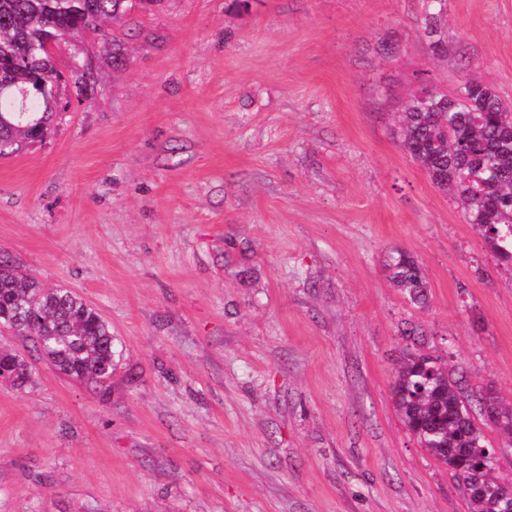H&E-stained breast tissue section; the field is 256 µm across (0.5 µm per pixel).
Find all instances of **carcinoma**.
Segmentation results:
<instances>
[{
  "label": "carcinoma",
  "instance_id": "1",
  "mask_svg": "<svg viewBox=\"0 0 512 512\" xmlns=\"http://www.w3.org/2000/svg\"><path fill=\"white\" fill-rule=\"evenodd\" d=\"M160 0H0V156L43 139L54 117L69 103L57 100L58 78L48 40L59 43L86 32L106 35L118 15L148 12ZM447 0H425L420 27L433 49L443 44ZM398 136L406 154L436 187L459 206L464 221L485 240L497 264L512 269V105L494 89L468 77L456 93L426 85L399 112ZM389 280L414 305L428 301V283L418 259L396 249L387 255ZM0 323L29 336L62 375L102 384L112 376L115 338L105 320L64 288H46L0 259ZM0 364L21 386L29 370L16 354L0 353ZM394 400L406 428L438 461L457 453L474 464L451 472L462 486L476 475L487 490L467 497L469 512H500L497 499L512 485L494 474L495 450L468 408L467 397L438 360L403 353L395 370ZM493 402L498 432L512 437V407Z\"/></svg>",
  "mask_w": 512,
  "mask_h": 512
}]
</instances>
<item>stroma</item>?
<instances>
[{
    "mask_svg": "<svg viewBox=\"0 0 512 512\" xmlns=\"http://www.w3.org/2000/svg\"><path fill=\"white\" fill-rule=\"evenodd\" d=\"M162 0L61 42L92 73L0 157V253L120 350L106 396L0 328V512H468L392 397L410 349L512 402V273L400 147L421 87L512 102V0ZM403 248L426 306L392 288ZM417 328L406 336L408 328ZM446 2L447 0H426L420 21L424 36L435 50H440L443 44ZM389 280L414 305L428 301V283L418 259L410 252L396 249L387 255L384 264ZM3 363L4 367L11 371L9 381L13 385L22 386L29 378V370L23 359L16 354L0 353V367Z\"/></svg>",
    "mask_w": 512,
    "mask_h": 512,
    "instance_id": "1",
    "label": "stroma"
}]
</instances>
